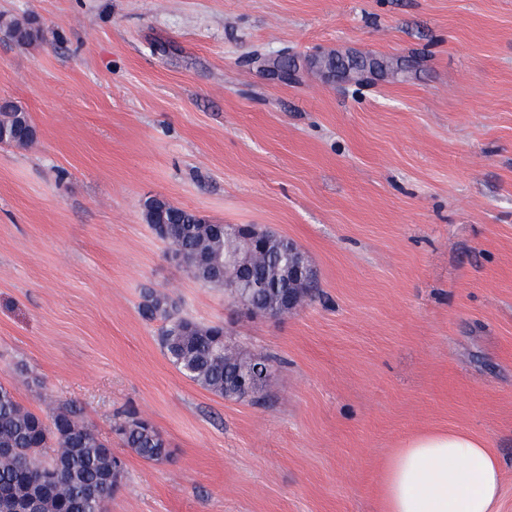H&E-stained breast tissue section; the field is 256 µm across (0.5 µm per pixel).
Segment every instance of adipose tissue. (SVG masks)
<instances>
[{"mask_svg": "<svg viewBox=\"0 0 512 512\" xmlns=\"http://www.w3.org/2000/svg\"><path fill=\"white\" fill-rule=\"evenodd\" d=\"M502 472L484 439L465 430H429L386 459L378 512H500Z\"/></svg>", "mask_w": 512, "mask_h": 512, "instance_id": "ef3b65f1", "label": "adipose tissue"}]
</instances>
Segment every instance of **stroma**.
Listing matches in <instances>:
<instances>
[{
	"mask_svg": "<svg viewBox=\"0 0 512 512\" xmlns=\"http://www.w3.org/2000/svg\"><path fill=\"white\" fill-rule=\"evenodd\" d=\"M0 383L125 463L107 512H377L427 428L484 438L512 512V0H0ZM371 59L373 72L353 69ZM162 198L293 239L319 288L246 314L169 260ZM151 290L271 357L242 401L182 375ZM133 411L171 455L112 431ZM7 106V109L10 112H0V117L2 114L4 116L8 115L11 117L10 124L25 125L27 129L34 132V128L31 124L30 118L25 110L12 103H7ZM27 129L24 128L14 130L11 133L9 139L7 138L6 130L0 129V143L8 141V143L17 142L19 144H31L35 139V134H33V132H31L30 134V131Z\"/></svg>",
	"mask_w": 512,
	"mask_h": 512,
	"instance_id": "stroma-1",
	"label": "stroma"
}]
</instances>
